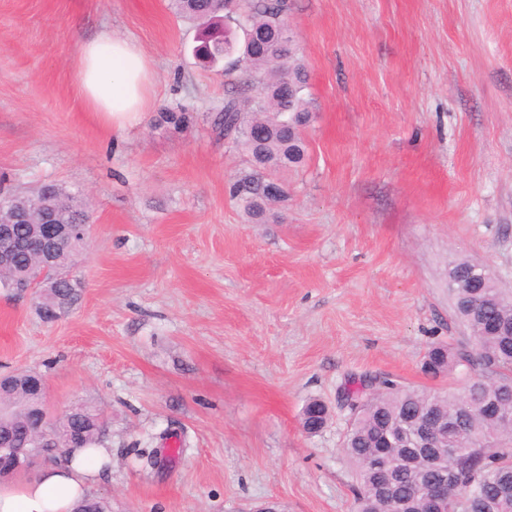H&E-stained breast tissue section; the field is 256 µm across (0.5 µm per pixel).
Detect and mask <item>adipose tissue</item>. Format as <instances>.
Here are the masks:
<instances>
[{"label": "adipose tissue", "mask_w": 512, "mask_h": 512, "mask_svg": "<svg viewBox=\"0 0 512 512\" xmlns=\"http://www.w3.org/2000/svg\"><path fill=\"white\" fill-rule=\"evenodd\" d=\"M152 70L133 42L104 31L78 48V91L83 107L112 129L139 125L150 108ZM106 447L77 450L37 477L0 484V512H73L102 476Z\"/></svg>", "instance_id": "adipose-tissue-1"}]
</instances>
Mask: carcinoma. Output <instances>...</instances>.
<instances>
[{"instance_id": "carcinoma-1", "label": "carcinoma", "mask_w": 512, "mask_h": 512, "mask_svg": "<svg viewBox=\"0 0 512 512\" xmlns=\"http://www.w3.org/2000/svg\"><path fill=\"white\" fill-rule=\"evenodd\" d=\"M174 13L198 24L201 50L195 56L215 68L233 53L243 66L224 67L229 85L224 104L211 115L215 129L248 157L249 170L230 183L229 194L252 221L263 219L267 206L285 201L279 174L305 160L303 132L309 126L308 74L297 58L294 36L285 23L286 0H240L237 15H230L228 0H170ZM189 119L184 107L158 114L157 125L181 128ZM275 155L283 165L260 169L257 151ZM15 208L23 216L16 225L19 246L11 264L0 266V287L12 289L33 269L36 259L24 247L49 214L59 224L89 221L86 202L61 185L40 187L33 196L0 191V208ZM84 247L74 239L59 248L62 269ZM448 293L454 314L467 341L454 347L429 345L422 371L437 378L457 367L466 371L462 396L450 397L427 389L405 387L387 376H376V386L364 395L362 385L344 388L349 425L343 451L355 469L356 512H386L388 501H405V512H430V495L440 493L448 512H512V295L499 287L490 270L465 257L448 263ZM79 298L76 284L53 280L37 302L39 317L54 322L65 316ZM32 372L11 375L12 386L3 396L0 439L10 437L26 448L48 449L54 461L60 448H94L107 436L106 419L94 407L79 403L70 416L73 438L65 440L59 420L45 430H31L45 399L30 385ZM436 416L451 422L448 433L423 443L419 426ZM330 420L320 399L302 409L305 430ZM460 432L487 436V444L464 448L456 455ZM74 512H112L110 502L93 496L80 501Z\"/></svg>"}]
</instances>
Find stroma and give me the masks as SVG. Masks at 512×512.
<instances>
[{"instance_id": "1", "label": "stroma", "mask_w": 512, "mask_h": 512, "mask_svg": "<svg viewBox=\"0 0 512 512\" xmlns=\"http://www.w3.org/2000/svg\"><path fill=\"white\" fill-rule=\"evenodd\" d=\"M287 22L314 118L287 201L251 224L228 193L248 159L209 119L224 75L169 0H0V187L57 183L90 215L64 317L0 289V373H41L51 416L102 412L93 493L112 512H353L340 390L388 375L461 393L460 371H421L430 342L465 334L448 263L512 291V0H289ZM103 30L154 72L124 132L79 102L77 47ZM180 104L185 126H155ZM312 398L331 414L314 436ZM171 422L190 448L143 468ZM314 410L318 411V417H313ZM330 420V411L328 407L320 399H310L302 409L301 423L303 429L309 430L311 426H316L319 422L320 425L328 424Z\"/></svg>"}]
</instances>
